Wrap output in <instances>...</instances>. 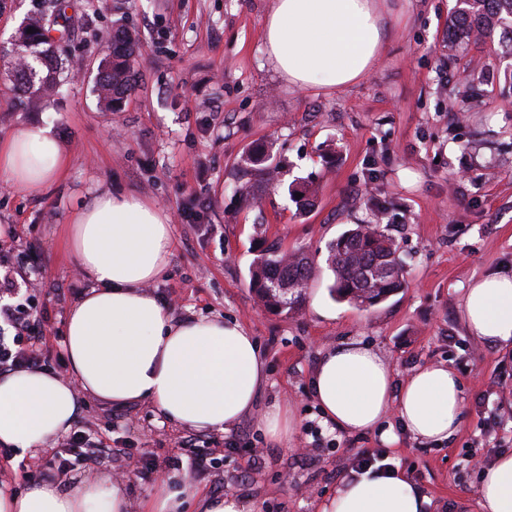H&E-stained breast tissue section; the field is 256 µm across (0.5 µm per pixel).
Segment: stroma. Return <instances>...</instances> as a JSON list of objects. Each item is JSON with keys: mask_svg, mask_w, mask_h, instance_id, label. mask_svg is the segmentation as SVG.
<instances>
[{"mask_svg": "<svg viewBox=\"0 0 512 512\" xmlns=\"http://www.w3.org/2000/svg\"><path fill=\"white\" fill-rule=\"evenodd\" d=\"M69 47L81 70L53 99L19 101L14 35L31 0H0V136L50 127L66 146L65 173L40 195L13 190L0 174V225L38 243L46 271L38 309L50 335L65 333L88 290L65 244L74 211L101 190L146 199L170 217L172 255L164 279L147 285L175 317L221 316L243 325L265 359L267 381L252 413L225 432L178 428L147 402L115 408L80 396L79 416L112 433L123 453L74 475L123 487L126 512H145L171 469L203 494L235 495L254 512H319L372 448L427 498L424 512H481L483 469L512 451V354L469 336L462 303L471 284L512 275V60L499 38L448 46L456 0H386L390 34L375 69L353 86L301 90L269 64L263 27L270 0H70ZM137 40V74L121 111L92 92L114 27ZM481 77L482 110L456 117L467 83ZM272 144L278 184L244 158ZM262 199L253 207L239 192ZM316 190L301 205L297 190ZM397 243L407 286L362 309L336 299L326 245L372 220ZM310 255L316 273L296 312L265 307L249 286L252 264L271 247ZM372 344L395 383L439 363L458 375L462 422L441 445L403 431L396 412L367 433L325 423L311 396L320 355L348 342ZM297 421L274 442L272 405ZM212 466L195 471L201 456ZM151 479L136 477L142 464Z\"/></svg>", "mask_w": 512, "mask_h": 512, "instance_id": "35a3bbf8", "label": "stroma"}]
</instances>
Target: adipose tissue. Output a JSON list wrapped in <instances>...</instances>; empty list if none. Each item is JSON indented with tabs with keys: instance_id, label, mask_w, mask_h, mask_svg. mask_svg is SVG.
<instances>
[{
	"instance_id": "obj_1",
	"label": "adipose tissue",
	"mask_w": 512,
	"mask_h": 512,
	"mask_svg": "<svg viewBox=\"0 0 512 512\" xmlns=\"http://www.w3.org/2000/svg\"><path fill=\"white\" fill-rule=\"evenodd\" d=\"M388 27L383 0H271L263 38L267 57L287 84L345 88L376 67ZM69 155L50 129L21 127L0 136V173L17 191L41 194L64 173ZM169 217L132 194L97 192L70 222L68 246L93 286L67 314L72 381L43 370L0 375V445L18 458L69 430L79 393L114 407L147 401L170 422L227 431L253 410L265 380L253 336L221 318L174 319L146 292L172 252ZM462 313L473 337L512 350V276L474 281ZM312 394L328 422L349 434L377 427L389 410L412 438L441 443L462 421V386L445 365L395 384L389 363L350 341L329 347L312 377ZM483 512H512V451L481 475ZM243 512L234 495L198 497L178 472L168 473L147 512ZM425 496L401 473L370 469L343 482L321 512H424ZM109 479L88 475L71 485L40 479L21 493L0 484V512H125Z\"/></svg>"
}]
</instances>
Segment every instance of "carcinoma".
I'll use <instances>...</instances> for the list:
<instances>
[{"instance_id": "cac0c4a2", "label": "carcinoma", "mask_w": 512, "mask_h": 512, "mask_svg": "<svg viewBox=\"0 0 512 512\" xmlns=\"http://www.w3.org/2000/svg\"><path fill=\"white\" fill-rule=\"evenodd\" d=\"M66 0H35L34 9L15 36L14 72L34 93L49 98L68 79L73 62L55 70L46 56L60 57L66 26ZM33 32H28V29ZM499 34L512 50V0H456L448 18V43L463 46ZM132 33L114 30L106 37L94 90L99 102L116 111L134 83L137 53ZM326 263L333 274L331 293L360 308L375 306L407 287L404 267L394 240L379 221L358 224L327 243ZM314 273L313 263L301 251H265L250 271V287L264 306L300 310Z\"/></svg>"}]
</instances>
